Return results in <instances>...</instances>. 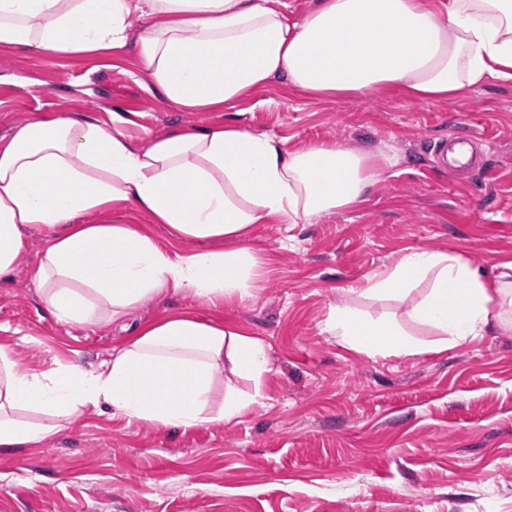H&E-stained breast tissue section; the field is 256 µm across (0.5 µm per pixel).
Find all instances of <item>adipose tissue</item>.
Returning a JSON list of instances; mask_svg holds the SVG:
<instances>
[{"mask_svg":"<svg viewBox=\"0 0 512 512\" xmlns=\"http://www.w3.org/2000/svg\"><path fill=\"white\" fill-rule=\"evenodd\" d=\"M0 45L56 56L135 48L151 91L187 112L234 106L277 77L313 99L397 88L443 101L512 80V0H316L298 20L285 0H0ZM133 122L118 109L105 121L63 112L0 138V280L16 271L30 232L42 231L48 244L33 279L62 323L109 327L170 292L210 304L250 295L251 251L204 242L350 208L395 163L332 142L290 150L237 126L178 125L142 146L127 133ZM123 205L200 249L172 252L132 225L102 221ZM420 286L408 314L439 331L441 347L512 330V263L491 275L455 254L416 249L366 275L356 292L402 300ZM323 330L373 356L423 351L398 326L365 321L349 305L337 306ZM227 369L261 385L264 343L186 313L142 327L91 370L23 371L0 346V448L55 433L19 420L22 409L67 418L104 406L182 429L233 423L256 397L231 388L213 407Z\"/></svg>","mask_w":512,"mask_h":512,"instance_id":"adipose-tissue-1","label":"adipose tissue"}]
</instances>
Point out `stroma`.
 <instances>
[{
    "instance_id": "obj_1",
    "label": "stroma",
    "mask_w": 512,
    "mask_h": 512,
    "mask_svg": "<svg viewBox=\"0 0 512 512\" xmlns=\"http://www.w3.org/2000/svg\"><path fill=\"white\" fill-rule=\"evenodd\" d=\"M136 113L147 143L176 124H235L296 149L333 142L398 157L352 208L307 224H255L251 295L211 305L186 293L144 301L105 328L58 322L33 273L46 246L33 231L12 278L0 281V345L23 366L94 368L140 326L188 311L261 339L262 388L217 384L259 399L231 425L186 431L88 408L68 419H21L56 434L0 450V512H512V334L436 351L437 333L407 317L411 300L353 295L370 272L413 249L448 251L493 270L512 262V81L492 80L450 101L391 89L348 101L306 97L277 79L216 112H183L153 94L134 51L46 57L0 45V136L27 119L112 109ZM482 136L489 175L443 170L436 145L450 129ZM166 249L195 242L126 206L108 213ZM395 320L425 346L414 357H370L323 330L340 304Z\"/></svg>"
}]
</instances>
